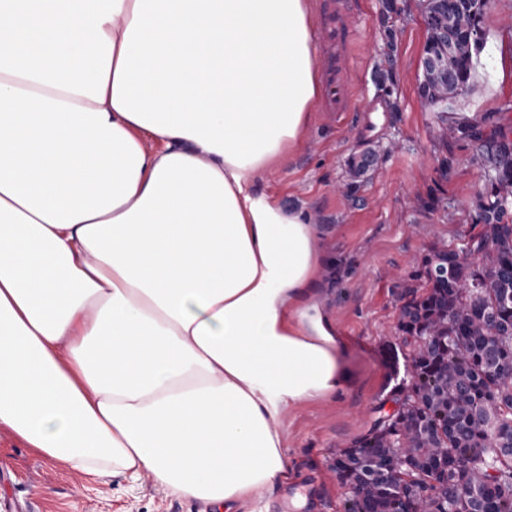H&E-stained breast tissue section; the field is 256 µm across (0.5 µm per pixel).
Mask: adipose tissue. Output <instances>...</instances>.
<instances>
[{"label": "adipose tissue", "mask_w": 512, "mask_h": 512, "mask_svg": "<svg viewBox=\"0 0 512 512\" xmlns=\"http://www.w3.org/2000/svg\"><path fill=\"white\" fill-rule=\"evenodd\" d=\"M320 96L311 0H0V427L245 512L350 383L317 229L255 190Z\"/></svg>", "instance_id": "obj_1"}]
</instances>
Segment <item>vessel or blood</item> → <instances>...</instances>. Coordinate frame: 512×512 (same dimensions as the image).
<instances>
[{"mask_svg":"<svg viewBox=\"0 0 512 512\" xmlns=\"http://www.w3.org/2000/svg\"><path fill=\"white\" fill-rule=\"evenodd\" d=\"M354 0H319L318 70L324 93L320 111L346 112L353 97L351 59L356 48Z\"/></svg>","mask_w":512,"mask_h":512,"instance_id":"obj_1","label":"vessel or blood"}]
</instances>
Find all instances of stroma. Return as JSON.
Wrapping results in <instances>:
<instances>
[{"label": "stroma", "mask_w": 512, "mask_h": 512, "mask_svg": "<svg viewBox=\"0 0 512 512\" xmlns=\"http://www.w3.org/2000/svg\"><path fill=\"white\" fill-rule=\"evenodd\" d=\"M359 45L355 109L332 119L316 113L305 147L259 191L284 207L308 211L318 247L331 259L323 304L337 325L349 385L296 406L281 418L291 471L268 494L269 512H340L343 490L333 470L337 450L367 434L379 412L395 406L409 348L397 330L399 307L416 281L422 258L439 244L474 234L473 200L482 170L466 145L438 136L441 119L497 121L512 106V0H490L482 18L479 69L446 116L419 94L427 39L421 0H398L399 14H383L382 0H358ZM397 32L387 51L386 28ZM391 82L378 84V73ZM378 163L354 200L337 187L347 162L362 149ZM396 354H389V347ZM0 512H209L203 503L158 488L150 475L91 479L29 448L0 428Z\"/></svg>", "instance_id": "35a3bbf8"}]
</instances>
